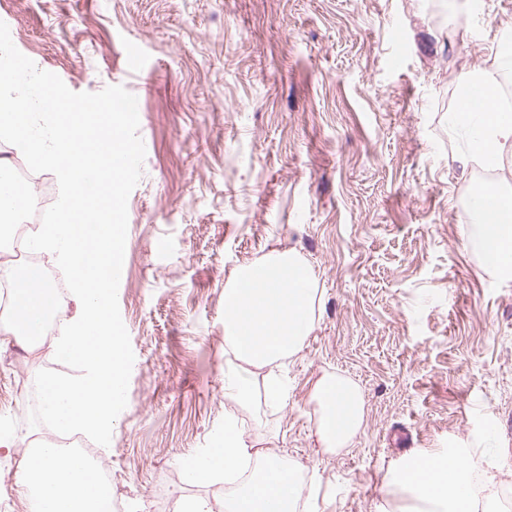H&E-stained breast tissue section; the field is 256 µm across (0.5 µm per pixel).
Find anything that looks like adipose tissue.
I'll return each mask as SVG.
<instances>
[{"label":"adipose tissue","mask_w":512,"mask_h":512,"mask_svg":"<svg viewBox=\"0 0 512 512\" xmlns=\"http://www.w3.org/2000/svg\"><path fill=\"white\" fill-rule=\"evenodd\" d=\"M453 122L466 139L465 161L497 166L512 148V113L459 112ZM478 216L479 248L484 265L512 272V193H499L495 206L472 202ZM51 304L50 286L37 268L26 269L14 293L11 332L19 344L43 333ZM317 278L309 262L278 248L235 268L224 287V350L233 364L224 373V397L234 409L224 415L218 448L195 458L188 476L198 484H216L255 461L250 478L224 504L225 512H296L307 487L300 467L287 458L255 451L237 413L255 402V372L301 351L317 324ZM311 399L316 405L320 448L346 447L362 430L364 399L359 386L339 374L322 375ZM476 461L463 454H432L406 469L400 486L410 489L414 512H474L477 493L471 475ZM19 482L35 494L37 512H109L112 485L84 458L43 445L24 456Z\"/></svg>","instance_id":"1"}]
</instances>
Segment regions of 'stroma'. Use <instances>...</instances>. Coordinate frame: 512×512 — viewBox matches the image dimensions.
<instances>
[{"label": "stroma", "instance_id": "35a3bbf8", "mask_svg": "<svg viewBox=\"0 0 512 512\" xmlns=\"http://www.w3.org/2000/svg\"><path fill=\"white\" fill-rule=\"evenodd\" d=\"M16 48L75 92L124 86L146 156L128 199L118 302L135 361L107 453L128 512H176L218 489L187 462L224 430V286L293 249L318 279V323L277 370L283 407L241 413L255 448L304 468L299 512H400L384 484L417 458L487 439L512 461V274L473 240L475 185L454 163L465 73L498 65L512 0H0ZM139 44L146 65L124 63ZM53 346L0 341V415L33 433ZM356 381L362 432L316 448L313 385Z\"/></svg>", "mask_w": 512, "mask_h": 512}]
</instances>
